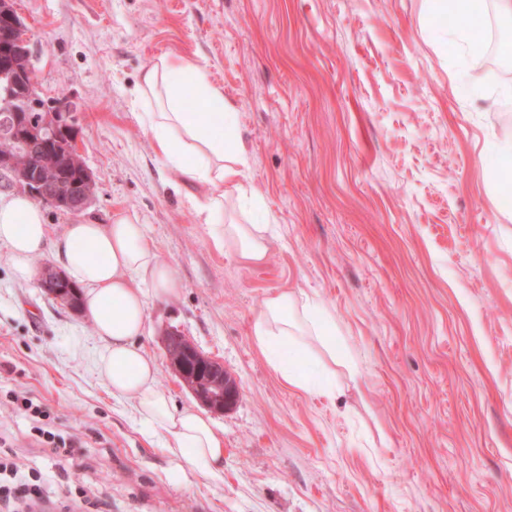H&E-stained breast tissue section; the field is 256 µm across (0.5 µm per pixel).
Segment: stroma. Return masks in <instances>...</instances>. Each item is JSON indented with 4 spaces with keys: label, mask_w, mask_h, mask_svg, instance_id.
<instances>
[{
    "label": "stroma",
    "mask_w": 512,
    "mask_h": 512,
    "mask_svg": "<svg viewBox=\"0 0 512 512\" xmlns=\"http://www.w3.org/2000/svg\"><path fill=\"white\" fill-rule=\"evenodd\" d=\"M432 0H15L35 81L68 101L93 196L54 233L136 216L178 278L149 298L141 340L175 407L202 411L171 367L175 329L223 362L236 404L210 412L224 471L204 476L112 399L88 316L14 278L0 244V443L99 512H512V27L487 14L480 50ZM200 66L235 114L262 209L263 263L217 246L206 190L143 130V71ZM480 83H471L469 72ZM318 300L336 323L288 385L253 337L265 298ZM46 404L71 453L45 452L9 392Z\"/></svg>",
    "instance_id": "35a3bbf8"
}]
</instances>
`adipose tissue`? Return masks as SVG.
<instances>
[{
	"instance_id": "obj_1",
	"label": "adipose tissue",
	"mask_w": 512,
	"mask_h": 512,
	"mask_svg": "<svg viewBox=\"0 0 512 512\" xmlns=\"http://www.w3.org/2000/svg\"><path fill=\"white\" fill-rule=\"evenodd\" d=\"M434 4L477 21L491 9L503 24L512 25V0H434ZM195 70L193 64L166 57L145 69L140 91L149 108L141 115L142 124L169 169L210 187L204 211L216 244L233 247L244 263L263 262L273 244L270 225L224 221L225 190L236 191L242 200L250 197L245 185L247 157L237 143L213 135L212 108L221 109L226 125H233L235 116L224 111L223 95ZM191 73L196 80L189 86L185 78ZM190 88L205 111H186L185 92ZM0 243L8 249L15 278L24 282L35 274V259L53 250L71 280L84 290L83 307L102 343L96 366L112 397L132 400L140 423L166 435L171 454L205 474H221L223 438L208 417L172 405L157 384L156 362L140 345L148 298H169L179 291V282L159 258L146 225L127 215L110 224H70L56 235L41 208L16 194L0 196ZM335 333V325L320 317L314 303L285 290L264 300L253 325L257 346L284 381L294 386L304 385L305 379L280 352V344L301 346L305 335L323 343Z\"/></svg>"
}]
</instances>
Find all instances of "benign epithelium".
I'll list each match as a JSON object with an SVG mask.
<instances>
[{"label":"benign epithelium","mask_w":512,"mask_h":512,"mask_svg":"<svg viewBox=\"0 0 512 512\" xmlns=\"http://www.w3.org/2000/svg\"><path fill=\"white\" fill-rule=\"evenodd\" d=\"M0 32L5 34L0 39V141L10 144L0 150V179L44 204L78 215L90 201L93 179L74 146L73 109L67 102L40 105L31 37L15 8L0 7ZM63 155L79 170L74 183L56 178V161ZM39 287L73 309L79 305L78 289L60 271L45 268ZM165 349L181 376L187 374V361L194 362L185 385L202 405L222 412L236 403L238 384L222 362L200 355L178 331L167 334Z\"/></svg>","instance_id":"1"}]
</instances>
